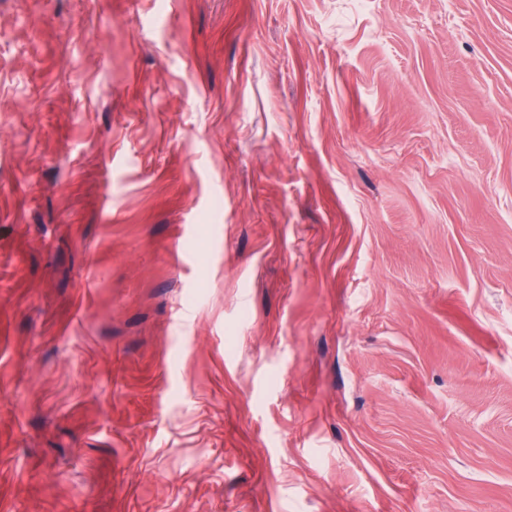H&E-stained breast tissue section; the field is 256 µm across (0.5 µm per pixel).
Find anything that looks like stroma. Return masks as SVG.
Instances as JSON below:
<instances>
[{"instance_id":"obj_1","label":"stroma","mask_w":512,"mask_h":512,"mask_svg":"<svg viewBox=\"0 0 512 512\" xmlns=\"http://www.w3.org/2000/svg\"><path fill=\"white\" fill-rule=\"evenodd\" d=\"M0 512H512V0H0Z\"/></svg>"}]
</instances>
